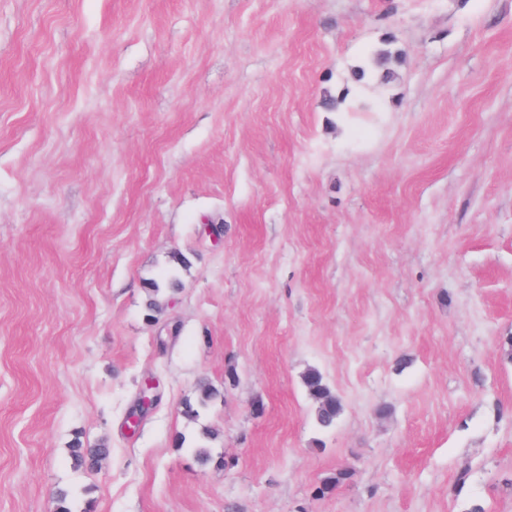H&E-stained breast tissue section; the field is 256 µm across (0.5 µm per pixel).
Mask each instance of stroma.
Masks as SVG:
<instances>
[{
  "mask_svg": "<svg viewBox=\"0 0 512 512\" xmlns=\"http://www.w3.org/2000/svg\"><path fill=\"white\" fill-rule=\"evenodd\" d=\"M61 488L512 512V0H0V512ZM391 61L390 52L379 50L370 53L368 57L367 64L364 66H359L352 73V78L355 82L361 83L364 82L369 76H371L374 69L377 68H385L387 69V65ZM303 383L317 404L315 419L318 426L325 429L333 427L342 409L339 397L329 388L322 373L315 368L305 373ZM156 384L152 380H148L145 382L144 386L142 387L139 397L132 407V409L129 411L127 415V427L128 429L136 427L140 417L143 414V411L141 409L145 407L152 406L158 398V395L155 392ZM109 448H85L80 440L71 447V454L80 466L93 467L109 454Z\"/></svg>",
  "mask_w": 512,
  "mask_h": 512,
  "instance_id": "1",
  "label": "stroma"
}]
</instances>
